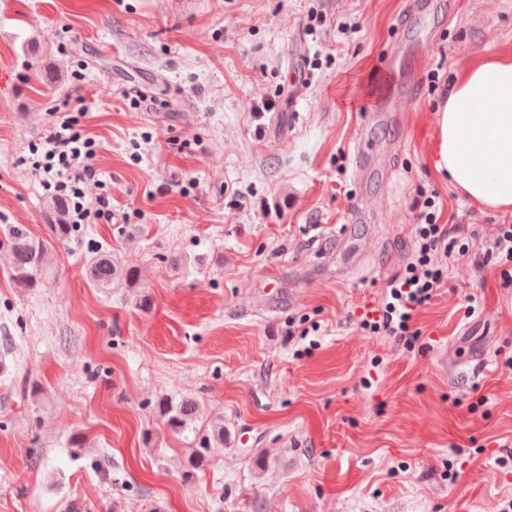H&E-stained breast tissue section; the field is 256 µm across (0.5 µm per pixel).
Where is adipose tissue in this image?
<instances>
[{"label": "adipose tissue", "mask_w": 512, "mask_h": 512, "mask_svg": "<svg viewBox=\"0 0 512 512\" xmlns=\"http://www.w3.org/2000/svg\"><path fill=\"white\" fill-rule=\"evenodd\" d=\"M433 121L436 170L473 203L512 211V53L458 71Z\"/></svg>", "instance_id": "adipose-tissue-1"}]
</instances>
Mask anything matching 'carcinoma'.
Wrapping results in <instances>:
<instances>
[{"label":"carcinoma","mask_w":512,"mask_h":512,"mask_svg":"<svg viewBox=\"0 0 512 512\" xmlns=\"http://www.w3.org/2000/svg\"><path fill=\"white\" fill-rule=\"evenodd\" d=\"M65 203L56 198L52 201L53 224L49 225V238L44 239L31 234L22 225H15L9 231L11 252L14 259V271L17 281L26 288H34L46 274V257L53 243H65L75 232L74 225L65 221ZM87 277L91 284L101 290L112 287L118 277L127 281L137 278V271L122 266L108 250L98 251L89 260ZM159 414L166 420V426L175 434L191 429L195 421L198 406L191 400L175 403L163 399L158 403Z\"/></svg>","instance_id":"obj_1"}]
</instances>
